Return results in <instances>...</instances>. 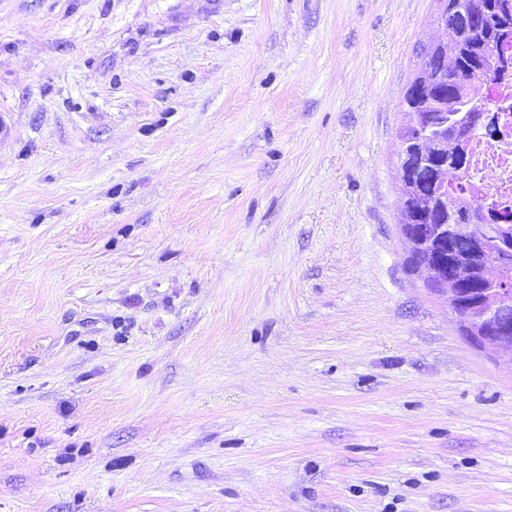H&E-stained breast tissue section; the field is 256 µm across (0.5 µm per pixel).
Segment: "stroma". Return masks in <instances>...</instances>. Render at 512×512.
I'll return each instance as SVG.
<instances>
[{
	"mask_svg": "<svg viewBox=\"0 0 512 512\" xmlns=\"http://www.w3.org/2000/svg\"><path fill=\"white\" fill-rule=\"evenodd\" d=\"M436 5L0 0V512H512L399 233Z\"/></svg>",
	"mask_w": 512,
	"mask_h": 512,
	"instance_id": "obj_1",
	"label": "stroma"
}]
</instances>
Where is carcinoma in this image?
I'll use <instances>...</instances> for the list:
<instances>
[{
    "instance_id": "cac0c4a2",
    "label": "carcinoma",
    "mask_w": 512,
    "mask_h": 512,
    "mask_svg": "<svg viewBox=\"0 0 512 512\" xmlns=\"http://www.w3.org/2000/svg\"><path fill=\"white\" fill-rule=\"evenodd\" d=\"M446 3L448 11L454 13L459 22L481 15L485 17V24L478 29H463L448 73L439 72L436 61L430 60L428 67L433 79L422 88L408 84L403 101L414 105L417 124L423 130H434L448 122V136L462 144L456 164L465 167L472 130L464 121V115L486 107L477 97L470 74L481 70L491 81L512 66V59L503 53V47L512 42V0H446ZM475 206L477 202L467 198L458 183H448V220L451 223H472ZM399 223L432 224L434 216L416 202L401 210ZM481 224L486 227V234L480 240L465 235L448 238V284L454 286L458 282L478 280L471 268L479 260L476 246L479 242L500 250V287L512 289V250L503 247V243L512 240V224H501L497 215L487 212Z\"/></svg>"
}]
</instances>
